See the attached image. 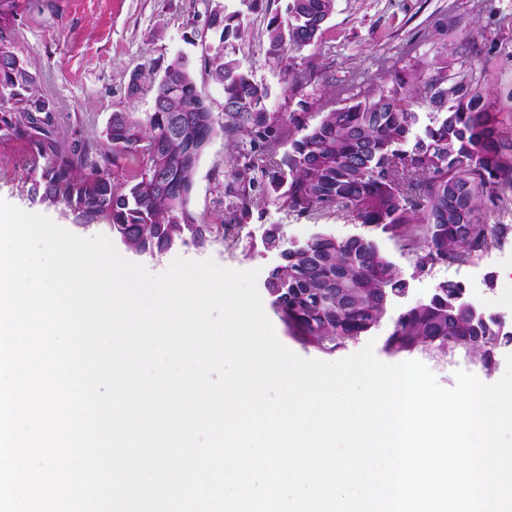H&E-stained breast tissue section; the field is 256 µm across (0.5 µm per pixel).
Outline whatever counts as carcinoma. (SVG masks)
<instances>
[{"label": "carcinoma", "instance_id": "carcinoma-1", "mask_svg": "<svg viewBox=\"0 0 512 512\" xmlns=\"http://www.w3.org/2000/svg\"><path fill=\"white\" fill-rule=\"evenodd\" d=\"M334 10V0H291L288 18L273 16L266 26L265 55L274 68L288 70V51L314 47ZM207 27L221 39L241 36L238 15L212 9ZM208 76L224 86L221 131L250 138L244 162L233 166L224 186L232 198L229 223L250 213L253 194L265 186L288 211L314 218L335 211L393 237L415 239L417 270L436 264L466 263L496 245L508 230L487 224L483 210L512 204V139L501 112L473 76L460 71L448 85V66L424 78L397 75L391 85L370 89L360 99L323 113L308 125L302 112L312 106L303 89L309 68L288 89L301 96L299 112H271L268 86L216 51L204 56ZM36 78L15 51L8 12L0 3V137L26 140L34 157L29 192L43 202H63L81 223L104 218L137 254L170 250L197 224L189 208L198 161L216 129L210 105L198 89L188 60L176 58L153 81V111L112 113L107 129L111 155L95 160L77 144L65 153L51 131L52 108L36 91ZM432 109L421 124L418 101ZM183 116L181 127L171 117ZM300 136L278 156L285 129ZM129 154L142 157L134 181L118 184L111 167ZM408 282L379 251L360 236L338 239L321 232L302 245L284 246L265 289L280 320L302 341L326 352L370 333L387 304ZM463 288L444 282L426 303L396 319L386 346L394 353L430 347L444 350L448 340L484 336L473 355L489 363L491 350L512 333L492 316L462 300Z\"/></svg>", "mask_w": 512, "mask_h": 512}]
</instances>
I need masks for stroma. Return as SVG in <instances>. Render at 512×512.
<instances>
[{"instance_id": "stroma-1", "label": "stroma", "mask_w": 512, "mask_h": 512, "mask_svg": "<svg viewBox=\"0 0 512 512\" xmlns=\"http://www.w3.org/2000/svg\"><path fill=\"white\" fill-rule=\"evenodd\" d=\"M288 2L269 0L268 12L253 13L242 0H11L10 19L16 50L35 75L39 94L53 107V132L61 148L67 150L80 142L99 152L109 148L106 128L113 112L146 113L154 107L149 81H142L138 94L129 95L133 72L164 68L180 56L193 65L198 88L210 104L216 124H223L224 89L203 67V55L209 48L221 50L225 58L237 60L243 70L267 84L272 111H296L281 74L266 62L264 51L268 15L284 12ZM217 4L240 12L241 38L226 43L219 32L207 29L206 15ZM465 33L473 46L472 65L502 112L506 127L512 130V0H335L321 44L294 54L298 68L311 65L316 70L306 88L315 101L305 114L306 123L321 119L323 105L343 107L359 91L383 86L385 79L394 75L416 72L427 76L444 61L460 68L464 62L461 36ZM248 145L245 135L217 134L198 163L190 208L199 224L209 228L204 246L179 245L152 258L137 255L118 242L114 245L117 253L156 275L177 259L210 260L223 268L257 271L263 280L277 262L276 253L263 246L270 226L282 228L288 245L304 243L319 232L340 239L368 237L408 281L407 295L387 305L369 338L331 353L289 336L270 297H263L264 311L278 340L300 357L325 362L343 359L370 343L380 361H420L443 385L453 383L459 369L486 383L503 376L512 343L494 348L493 365L487 369L479 360L462 354L419 350L396 354L387 349L386 340L398 316L408 306L430 298L443 282L461 284L467 302L497 317L505 330L512 331V232L468 263L439 264L420 272L417 254L407 242L331 211L315 220L297 217L263 191L255 196L249 218L228 231L224 224L229 199L224 186ZM32 176L28 145L0 139V199L45 215L80 237L109 235L106 220L82 225L65 204L31 198Z\"/></svg>"}]
</instances>
